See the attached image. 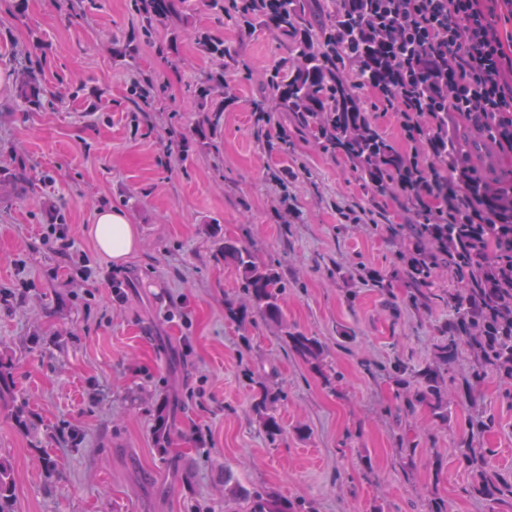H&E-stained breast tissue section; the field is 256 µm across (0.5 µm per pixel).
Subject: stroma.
I'll return each instance as SVG.
<instances>
[{
	"instance_id": "stroma-1",
	"label": "stroma",
	"mask_w": 512,
	"mask_h": 512,
	"mask_svg": "<svg viewBox=\"0 0 512 512\" xmlns=\"http://www.w3.org/2000/svg\"><path fill=\"white\" fill-rule=\"evenodd\" d=\"M191 23L237 57L223 67L233 101L208 99L224 107L216 127L189 89L219 65L190 32H142L133 0H0V73L42 64L52 91L24 111L0 89V172L30 175L0 192V351L42 430L30 447L0 404L16 512H245L244 500L224 499L228 470L315 512H425L431 496L449 512H512L465 494L451 453L464 419L483 411L495 419L493 464L512 473V402L496 375L471 392L454 386L445 426L395 397L391 367L431 362L448 322L447 306H413L411 283L392 275L408 245L400 197L375 195L286 113L260 120L263 78L286 55L273 31L243 33L201 6ZM361 96L385 137L428 161L383 95ZM112 205L142 241L118 288L87 234L96 209ZM55 229L95 278L58 252ZM228 238L278 265L283 320L323 341L335 390L278 325L225 319V299L239 295L220 252ZM253 373L284 391L274 442L251 411ZM403 435L415 451H400Z\"/></svg>"
}]
</instances>
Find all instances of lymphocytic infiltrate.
<instances>
[{"instance_id":"obj_1","label":"lymphocytic infiltrate","mask_w":512,"mask_h":512,"mask_svg":"<svg viewBox=\"0 0 512 512\" xmlns=\"http://www.w3.org/2000/svg\"><path fill=\"white\" fill-rule=\"evenodd\" d=\"M379 14L395 36L390 100L397 112L417 113L423 125L432 113H458L512 154V58L481 0H382ZM425 48L441 79L417 101L404 88L422 78L417 52Z\"/></svg>"}]
</instances>
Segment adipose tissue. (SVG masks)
Segmentation results:
<instances>
[{
  "instance_id": "adipose-tissue-1",
  "label": "adipose tissue",
  "mask_w": 512,
  "mask_h": 512,
  "mask_svg": "<svg viewBox=\"0 0 512 512\" xmlns=\"http://www.w3.org/2000/svg\"><path fill=\"white\" fill-rule=\"evenodd\" d=\"M87 233L97 252L118 265L128 260L141 243L136 224L125 210L116 207L98 209Z\"/></svg>"
}]
</instances>
